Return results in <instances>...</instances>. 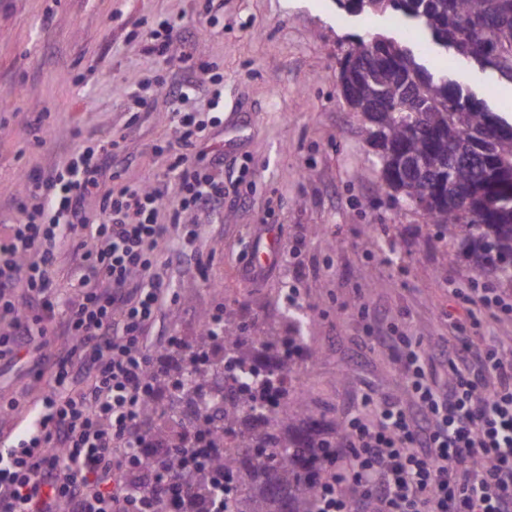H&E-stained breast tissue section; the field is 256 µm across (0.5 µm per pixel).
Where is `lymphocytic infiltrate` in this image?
<instances>
[{"label": "lymphocytic infiltrate", "instance_id": "f902f5d3", "mask_svg": "<svg viewBox=\"0 0 512 512\" xmlns=\"http://www.w3.org/2000/svg\"><path fill=\"white\" fill-rule=\"evenodd\" d=\"M176 43L183 61L194 63L210 107L223 105V81L197 61L198 40L178 22L150 29L143 52L165 59ZM151 89L176 105V148L162 178L103 187L119 140L80 146L33 169L27 190L13 199V218L0 221V318L9 325L0 360L45 346L14 302L20 284L44 310L60 312L72 342L69 356L52 365L41 410L19 448L0 449V512H59L64 500L72 512H197L184 494L188 474L204 463L196 449H174L183 462L176 474L139 463L142 410L154 389L146 333L171 288L167 265L196 254V229L185 213L224 208V159L201 165L198 149L211 131L189 111L185 86L141 80L132 102L147 106ZM63 227L81 261L80 297L57 307L48 292ZM451 294L469 329L483 334L484 350L473 352L465 341L449 346L440 383L420 339L393 330L373 336V344L397 350L408 398L362 394L341 443L324 458L317 512H512V355L484 324L488 314L511 318L512 299L488 283Z\"/></svg>", "mask_w": 512, "mask_h": 512}]
</instances>
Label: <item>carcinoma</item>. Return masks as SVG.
<instances>
[{"label":"carcinoma","instance_id":"obj_1","mask_svg":"<svg viewBox=\"0 0 512 512\" xmlns=\"http://www.w3.org/2000/svg\"><path fill=\"white\" fill-rule=\"evenodd\" d=\"M350 14H386L408 24L404 37L351 34L342 43L338 86L381 168L380 189L421 212L481 273L512 285V122L426 58V44L512 83V0H336ZM275 357L261 360L256 348ZM316 355L305 337L262 336L224 320L202 330L187 355L166 364L145 417L157 424L147 447L178 438L184 448H222L209 458L224 473V512H238L235 477L248 472L244 512H316L320 458L343 434L292 389L297 367ZM207 512L217 486L190 479Z\"/></svg>","mask_w":512,"mask_h":512}]
</instances>
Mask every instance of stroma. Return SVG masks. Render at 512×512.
Returning a JSON list of instances; mask_svg holds the SVG:
<instances>
[{
	"label": "stroma",
	"instance_id": "obj_1",
	"mask_svg": "<svg viewBox=\"0 0 512 512\" xmlns=\"http://www.w3.org/2000/svg\"><path fill=\"white\" fill-rule=\"evenodd\" d=\"M0 0V211L19 190L23 171L73 152V128L92 140L120 136L124 149L110 165L120 181L145 185L164 170L173 106L154 95L131 114L128 94L150 69L190 85L178 58L156 61L142 51L143 35L173 18L199 38V59L224 80L222 120L212 152L250 171L217 215L189 212L198 237L194 260L171 266L172 288L149 348L168 357L167 337L192 345L203 315L222 311L239 322L288 333L285 296L298 288L302 327L315 361L303 362L295 388L330 417L348 419L357 396H401L392 353L367 344L368 327L421 337L428 360L441 369L460 310L448 289L482 277L472 262L445 247L419 211L381 192V171L361 133L362 118L337 84V41L356 33L403 29L383 15H351L335 0ZM52 23H45V15ZM450 78L478 93L503 117L512 116V84L460 62ZM52 130L34 144L35 116ZM275 229L281 244L301 239L291 262L253 277L249 251ZM375 250L363 245L365 236ZM448 273L440 275V255ZM49 386L33 359L0 361V443L12 444Z\"/></svg>",
	"mask_w": 512,
	"mask_h": 512
}]
</instances>
